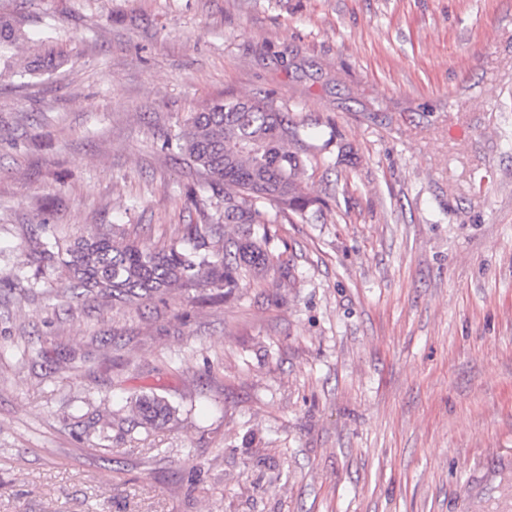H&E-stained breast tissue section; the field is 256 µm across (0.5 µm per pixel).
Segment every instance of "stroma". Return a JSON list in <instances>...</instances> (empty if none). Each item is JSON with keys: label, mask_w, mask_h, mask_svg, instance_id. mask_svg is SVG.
Instances as JSON below:
<instances>
[{"label": "stroma", "mask_w": 512, "mask_h": 512, "mask_svg": "<svg viewBox=\"0 0 512 512\" xmlns=\"http://www.w3.org/2000/svg\"><path fill=\"white\" fill-rule=\"evenodd\" d=\"M1 13L60 57L0 77V512H512V0ZM229 95L308 131L322 207L268 227L290 281L72 297L47 239L233 233L177 146ZM133 412L141 425H156L166 421L172 414V407L159 396H144L136 400Z\"/></svg>", "instance_id": "stroma-1"}]
</instances>
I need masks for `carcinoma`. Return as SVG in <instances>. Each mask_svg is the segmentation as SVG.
Instances as JSON below:
<instances>
[{"label":"carcinoma","instance_id":"obj_1","mask_svg":"<svg viewBox=\"0 0 512 512\" xmlns=\"http://www.w3.org/2000/svg\"><path fill=\"white\" fill-rule=\"evenodd\" d=\"M29 41L26 31L0 14V76L17 66L8 49ZM54 61L46 41L36 45L23 71ZM306 138V127L270 101L237 97L216 102L183 126L180 149L211 177L212 190L224 191V224L237 226L239 236L224 239L218 248V228L188 224L185 245L157 248L118 241L111 231L95 229L66 247L57 240L42 243L39 259L63 269L70 292L82 290L118 303L209 286L224 289V299H230L241 278L261 277L272 266L270 240L261 226L315 204L303 189ZM133 412L139 424L156 425L170 417L172 407L162 397L144 396Z\"/></svg>","mask_w":512,"mask_h":512}]
</instances>
